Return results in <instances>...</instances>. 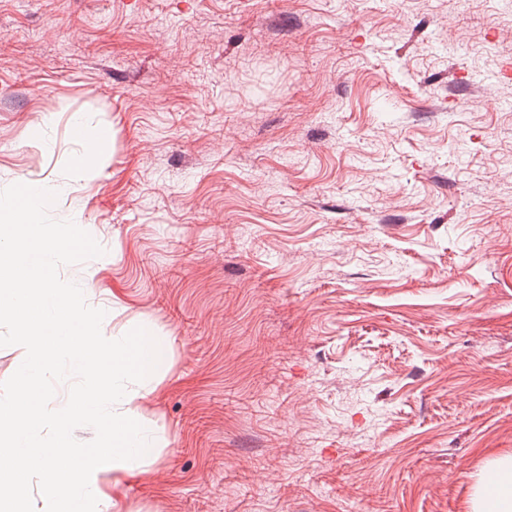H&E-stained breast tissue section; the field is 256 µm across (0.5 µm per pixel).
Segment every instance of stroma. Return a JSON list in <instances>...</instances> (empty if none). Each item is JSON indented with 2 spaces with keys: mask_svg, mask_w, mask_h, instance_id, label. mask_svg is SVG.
<instances>
[{
  "mask_svg": "<svg viewBox=\"0 0 512 512\" xmlns=\"http://www.w3.org/2000/svg\"><path fill=\"white\" fill-rule=\"evenodd\" d=\"M512 0H0V190L168 348L120 512H472L512 455ZM39 60V76L24 68ZM110 137L91 178L72 113Z\"/></svg>",
  "mask_w": 512,
  "mask_h": 512,
  "instance_id": "obj_1",
  "label": "stroma"
}]
</instances>
